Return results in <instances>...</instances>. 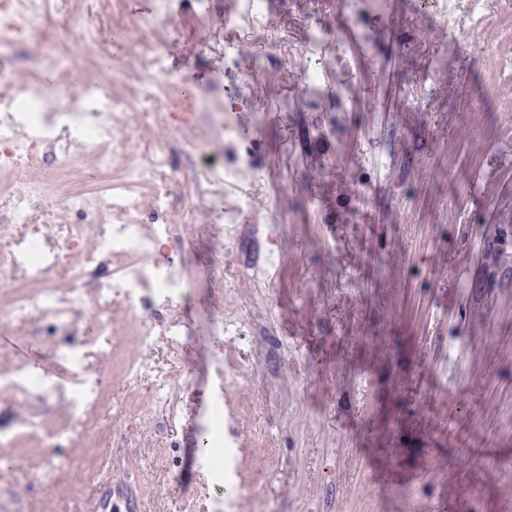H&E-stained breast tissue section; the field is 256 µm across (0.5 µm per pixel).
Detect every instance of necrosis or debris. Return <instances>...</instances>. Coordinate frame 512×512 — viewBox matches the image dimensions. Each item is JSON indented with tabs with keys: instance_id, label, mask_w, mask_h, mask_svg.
Here are the masks:
<instances>
[{
	"instance_id": "4bbe7bcc",
	"label": "necrosis or debris",
	"mask_w": 512,
	"mask_h": 512,
	"mask_svg": "<svg viewBox=\"0 0 512 512\" xmlns=\"http://www.w3.org/2000/svg\"><path fill=\"white\" fill-rule=\"evenodd\" d=\"M68 2L0 0V112L6 115L0 122V173L12 180L10 187H0V280L13 289L8 306L0 307V323L54 339L46 351L49 370L14 366L0 374V396L16 397L24 418L28 408L63 403L66 419L47 432L58 448L85 433L93 409L109 419L104 401L111 372L133 387L144 411L159 402L168 378L181 375V321L161 318L160 312L184 297L190 262L171 253L181 228L208 214L212 200L248 164L239 155L225 165L223 137L231 129L223 114H215L211 122L219 138L190 144L199 155L201 178L191 198L178 195L183 175L164 135L189 128L192 115L171 110L160 86L141 101L133 127L125 107L107 93L94 102L107 124L86 125L82 140L72 138L68 124L34 122L36 98L15 79L14 46L53 17L75 24L72 37L82 49L94 52L103 43L94 12L68 10ZM79 166L86 179L98 182L108 210H101L98 196L73 192L72 172ZM254 200L249 192L221 210L225 245L239 238L244 219L264 223ZM90 307L98 318L92 334L83 336L82 314ZM117 312L144 357H116ZM35 428L25 418L23 425L0 430V444L32 435Z\"/></svg>"
}]
</instances>
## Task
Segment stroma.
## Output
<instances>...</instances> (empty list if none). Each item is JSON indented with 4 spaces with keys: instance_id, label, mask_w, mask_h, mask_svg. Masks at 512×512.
I'll return each mask as SVG.
<instances>
[{
    "instance_id": "obj_1",
    "label": "stroma",
    "mask_w": 512,
    "mask_h": 512,
    "mask_svg": "<svg viewBox=\"0 0 512 512\" xmlns=\"http://www.w3.org/2000/svg\"><path fill=\"white\" fill-rule=\"evenodd\" d=\"M98 16L104 57L60 54L118 93L154 42L143 82L195 98L197 138L206 113L231 121L224 151L248 154L276 238L243 231L219 283L197 225L184 234L191 365L170 387L195 421L122 407L113 377L111 438L89 427L48 478L42 444L5 448L0 512H83L93 492L118 512H512V0L477 26L448 0H100ZM235 308L249 321L227 337ZM223 353L229 482L199 430Z\"/></svg>"
}]
</instances>
